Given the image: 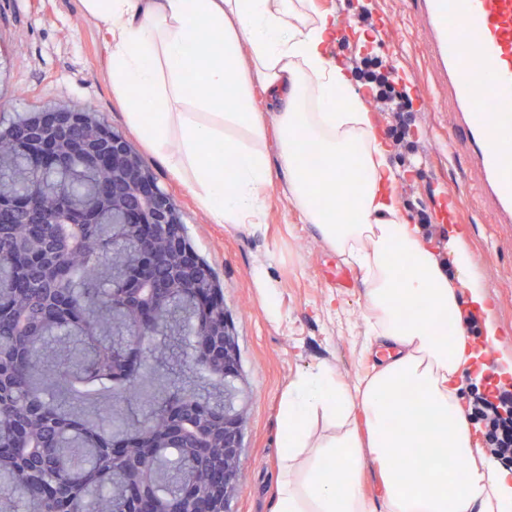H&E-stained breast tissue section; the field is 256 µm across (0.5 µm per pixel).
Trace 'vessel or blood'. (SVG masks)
I'll return each mask as SVG.
<instances>
[{"instance_id":"b4317fda","label":"vessel or blood","mask_w":512,"mask_h":512,"mask_svg":"<svg viewBox=\"0 0 512 512\" xmlns=\"http://www.w3.org/2000/svg\"><path fill=\"white\" fill-rule=\"evenodd\" d=\"M448 92L451 149L480 174L496 223L512 224V0H414ZM491 72L484 84L476 75Z\"/></svg>"}]
</instances>
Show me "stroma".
<instances>
[{
    "label": "stroma",
    "mask_w": 512,
    "mask_h": 512,
    "mask_svg": "<svg viewBox=\"0 0 512 512\" xmlns=\"http://www.w3.org/2000/svg\"><path fill=\"white\" fill-rule=\"evenodd\" d=\"M308 2L313 10L347 20L343 39L329 46L343 66L354 68L369 55L410 87L430 86L431 107L414 110L420 147L400 166L397 194L401 202L431 213L446 197L457 198L463 239L474 259L471 273L486 283V299L502 331L496 352L501 362L512 364V225L493 223L466 155L449 153L437 136L451 120L448 96L435 85L419 17L407 0ZM363 13L371 16L375 31L365 32L358 20ZM106 70L101 30L84 15L81 0H0V118L45 106L70 111L88 106L99 112L142 157L178 209L191 244L220 280L250 391L244 480L233 510L272 512L284 390L320 362L333 364L345 381L371 372L377 362L361 349L364 285L358 277L351 287L337 285L344 263L291 206L282 170L273 172L257 229L211 223L190 191L128 125L127 105L113 96ZM258 269L272 286L277 317L268 315L267 298L256 286Z\"/></svg>",
    "instance_id": "35a3bbf8"
}]
</instances>
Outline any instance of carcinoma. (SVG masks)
<instances>
[{
	"mask_svg": "<svg viewBox=\"0 0 512 512\" xmlns=\"http://www.w3.org/2000/svg\"><path fill=\"white\" fill-rule=\"evenodd\" d=\"M78 116L86 139L112 147L98 113ZM39 118L0 121V196L43 220L18 211L0 223V512L17 500L24 512H232L241 486L224 492L212 477L224 464V406L244 435L248 393L241 371L224 378V347L240 362L231 326L200 335L228 321L216 275L173 224L193 264L158 235L153 313L142 311L140 236L100 198L111 172L83 150L35 163L24 136ZM171 341L179 371L147 394Z\"/></svg>",
	"mask_w": 512,
	"mask_h": 512,
	"instance_id": "obj_1",
	"label": "carcinoma"
}]
</instances>
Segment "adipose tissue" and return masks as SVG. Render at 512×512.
Masks as SVG:
<instances>
[{
  "instance_id": "adipose-tissue-1",
  "label": "adipose tissue",
  "mask_w": 512,
  "mask_h": 512,
  "mask_svg": "<svg viewBox=\"0 0 512 512\" xmlns=\"http://www.w3.org/2000/svg\"><path fill=\"white\" fill-rule=\"evenodd\" d=\"M81 3L103 32L128 124L213 223L251 221L278 157L289 201L362 275V350L380 360L349 382L319 364L289 386L273 512H512V471L482 448L462 391L464 305L483 304V286L468 282L462 298L404 217L392 149L329 53L336 15L310 16L295 0ZM259 90L282 104L273 119L253 109ZM310 144L326 162L316 174L299 163Z\"/></svg>"
}]
</instances>
